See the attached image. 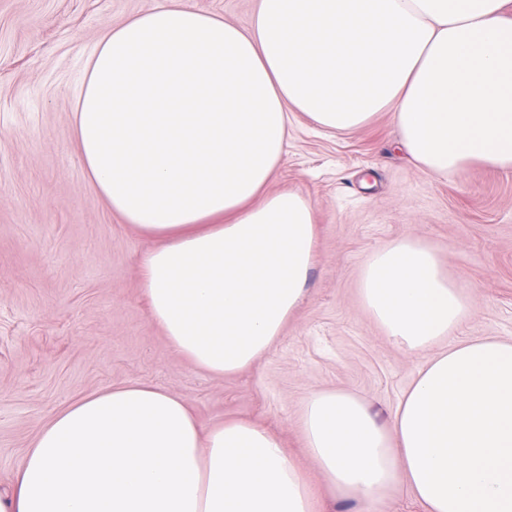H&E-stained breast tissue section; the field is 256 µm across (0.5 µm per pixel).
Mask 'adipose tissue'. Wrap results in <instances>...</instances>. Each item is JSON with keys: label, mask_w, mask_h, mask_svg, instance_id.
I'll list each match as a JSON object with an SVG mask.
<instances>
[{"label": "adipose tissue", "mask_w": 512, "mask_h": 512, "mask_svg": "<svg viewBox=\"0 0 512 512\" xmlns=\"http://www.w3.org/2000/svg\"><path fill=\"white\" fill-rule=\"evenodd\" d=\"M394 115L396 147L445 178L512 171V0H258L249 27L188 0L107 26L74 96L84 173L157 245L143 258L152 319L217 376L267 353L303 298L313 205L268 192L301 113L352 133ZM361 303L409 352L448 338L468 300L436 250L377 248ZM305 446L329 490L424 512H512V340L432 357L391 425L355 396L304 399ZM0 512H317L281 440L247 420L202 427L157 387L111 386L56 413Z\"/></svg>", "instance_id": "1"}]
</instances>
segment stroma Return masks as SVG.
I'll list each match as a JSON object with an SVG mask.
<instances>
[{
	"label": "stroma",
	"instance_id": "1",
	"mask_svg": "<svg viewBox=\"0 0 512 512\" xmlns=\"http://www.w3.org/2000/svg\"><path fill=\"white\" fill-rule=\"evenodd\" d=\"M165 0H0V488L41 428L104 388L146 384L183 397L203 427L247 419L276 434L309 478L318 512H423L406 492L334 500L308 455L303 399L346 391L390 421L430 359L394 345L360 304L379 246L432 245L472 314L440 343L512 340V172L438 178L394 148L390 113L343 134L291 118L272 192L308 197L315 264L295 315L246 370L217 376L174 351L142 291L154 239L112 213L73 139L74 90L105 25Z\"/></svg>",
	"mask_w": 512,
	"mask_h": 512
}]
</instances>
